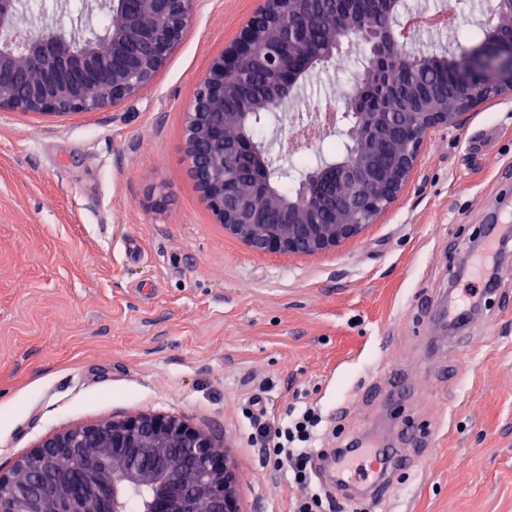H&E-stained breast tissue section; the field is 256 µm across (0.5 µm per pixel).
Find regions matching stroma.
<instances>
[{"label":"stroma","mask_w":512,"mask_h":512,"mask_svg":"<svg viewBox=\"0 0 512 512\" xmlns=\"http://www.w3.org/2000/svg\"><path fill=\"white\" fill-rule=\"evenodd\" d=\"M448 9L479 44L483 0ZM264 0H196L153 84L119 109L0 111V469L49 435L142 412L181 418L227 450L248 512L298 491L264 467L243 411L307 402L337 432L412 442L386 498L353 512H512V242L469 346L425 304L463 297L448 270L483 224L512 225V92L425 142L408 184L335 251L257 253L216 223L188 173L184 107ZM49 26L102 30L87 0H27ZM495 129L482 157L472 139ZM164 186L167 205L154 204Z\"/></svg>","instance_id":"35a3bbf8"}]
</instances>
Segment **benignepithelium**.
Returning <instances> with one entry per match:
<instances>
[{"mask_svg":"<svg viewBox=\"0 0 512 512\" xmlns=\"http://www.w3.org/2000/svg\"><path fill=\"white\" fill-rule=\"evenodd\" d=\"M22 5L0 0V110L47 116L98 112L137 97L194 13V0H97L107 25L77 49L65 32L24 19ZM405 12L403 0H389L382 18L367 9L328 10L320 0H265L234 43L211 60L185 107L184 149L190 176L225 231L260 253L334 250L357 238L398 197L432 132L458 128L465 111L512 92V24L502 23L512 18V0H495L481 44L461 54L407 49L420 36L394 37ZM322 20L336 31L313 57L304 51L307 32ZM274 39L288 42V53L269 50ZM346 40L364 49L368 65L344 99L338 127L347 138L345 160L291 176L298 198L284 203L258 159L263 155L278 169L270 149L246 127L275 115L315 57L335 56ZM388 64L415 72L436 64L452 81L423 96L407 95L403 112H387L397 88L380 89L374 75ZM245 68L274 77L263 102L246 112L249 89L231 92L225 83L228 73ZM379 154L386 163L376 161ZM244 161L254 167L249 186L239 177ZM315 183L344 191L315 196ZM61 458L78 465L60 473ZM135 496L139 512H244L237 473L213 436L158 413L48 436L8 472L0 471V512H129Z\"/></svg>","mask_w":512,"mask_h":512,"instance_id":"benign-epithelium-1","label":"benign epithelium"}]
</instances>
